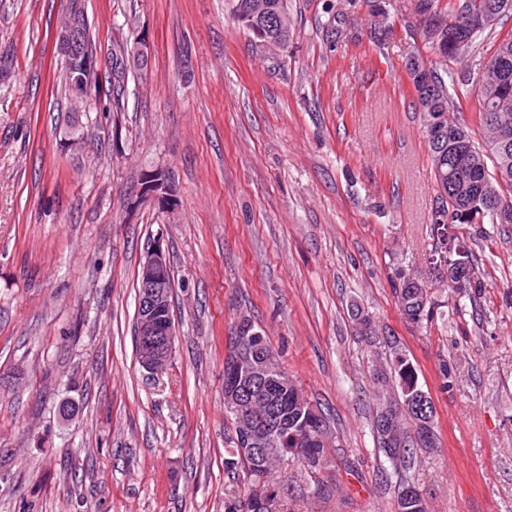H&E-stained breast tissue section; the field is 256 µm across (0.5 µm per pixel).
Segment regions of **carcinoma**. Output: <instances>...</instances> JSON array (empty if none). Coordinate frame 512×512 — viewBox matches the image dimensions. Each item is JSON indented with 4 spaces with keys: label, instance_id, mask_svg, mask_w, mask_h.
<instances>
[{
    "label": "carcinoma",
    "instance_id": "1",
    "mask_svg": "<svg viewBox=\"0 0 512 512\" xmlns=\"http://www.w3.org/2000/svg\"><path fill=\"white\" fill-rule=\"evenodd\" d=\"M233 18L250 36L255 28L270 17L287 19L288 0H250L251 6L234 0ZM375 11L381 17L383 27L389 31L411 15L421 18L431 14L438 20L431 30H410L415 37L412 50L406 60V68L413 87L412 104L419 110L421 122H434L444 129L440 138L427 141L428 158L435 184L441 188L437 206L430 224V231L437 239L436 247L442 246L439 236L451 224L457 230L465 225L492 224L495 217L491 210L479 204L469 209L466 216L459 215L465 206L464 197L444 176L448 169H440L436 156L442 152L448 158L458 154H475L479 166L473 175L474 190L496 200L512 203V139L506 143L495 141L500 125L512 129V29H504L503 20L512 17V0H403L399 10L389 12L380 4ZM486 41L484 61L479 63L482 76L479 83L468 88L469 80L458 72V64L467 58L478 40ZM122 44L115 43L112 51V111L122 112V89L125 76L130 73L121 55ZM428 65L425 80L431 87L425 89L415 79L412 61ZM452 112H473L478 118L476 129L459 124L450 118ZM466 245L471 265V276L466 279V296L473 298L482 292L485 271L475 260L467 237L459 234ZM394 297L403 318L410 324L419 325L432 317L439 307L431 285L399 270L391 278ZM243 341L253 350L271 360L275 380L265 386L267 408H275L281 423L290 424L301 414L312 415L311 404L281 366L279 355L263 333L247 336ZM382 395L379 408L388 407L396 413L393 428L398 438L386 444L377 438L378 448L385 457V477L416 468L418 452L434 448L438 442L436 431L414 439L417 412L410 406L409 398L420 389L416 368L400 350L391 347L388 369L381 373ZM288 454V440H277L275 447L255 462L242 455L241 448L227 450L224 469L244 481L248 494L245 498L225 502V512H252V503L268 492H277L272 478L274 465Z\"/></svg>",
    "mask_w": 512,
    "mask_h": 512
}]
</instances>
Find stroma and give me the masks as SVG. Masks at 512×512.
Masks as SVG:
<instances>
[{"label":"stroma","mask_w":512,"mask_h":512,"mask_svg":"<svg viewBox=\"0 0 512 512\" xmlns=\"http://www.w3.org/2000/svg\"><path fill=\"white\" fill-rule=\"evenodd\" d=\"M66 7L0 0V512H224L244 494L224 470L225 345L244 312L330 437L316 476L278 463L282 512H394L372 432V366L393 340L436 407L438 446L415 470L430 512H512V224L470 228L476 300L437 291L416 327L391 287L396 269L427 274L437 206L408 31L381 32L368 0H288L282 51L234 23L232 0H85L99 96L73 149L52 88ZM118 38L150 50L121 112ZM159 171L164 207L142 194ZM156 243L177 338L153 375L133 322ZM356 304L371 338L352 331ZM124 46L123 42L118 43L115 42L114 49L112 51V76L114 79V83L112 86V109L116 112L124 111V106L122 103V89L124 88L123 82L125 80V76L131 72L132 69H127L121 55V47ZM119 71L121 73H119Z\"/></svg>","instance_id":"stroma-1"}]
</instances>
